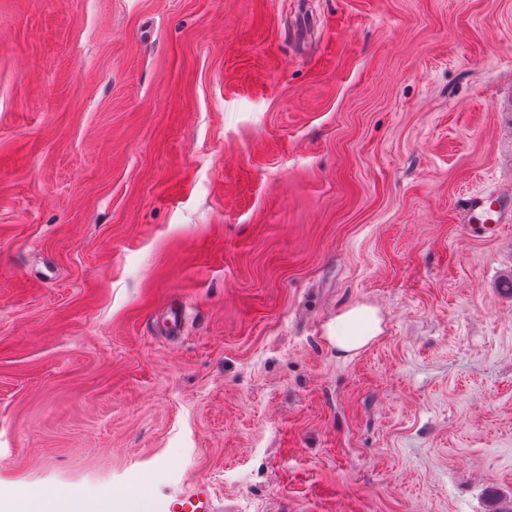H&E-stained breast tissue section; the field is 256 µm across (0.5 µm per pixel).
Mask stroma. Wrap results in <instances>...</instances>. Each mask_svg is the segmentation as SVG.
Returning <instances> with one entry per match:
<instances>
[{
    "instance_id": "1",
    "label": "stroma",
    "mask_w": 512,
    "mask_h": 512,
    "mask_svg": "<svg viewBox=\"0 0 512 512\" xmlns=\"http://www.w3.org/2000/svg\"><path fill=\"white\" fill-rule=\"evenodd\" d=\"M493 190L512 0H0V512L512 500ZM500 207L501 198L497 195L473 196L468 199L466 207L467 219L463 223L469 224L471 214L479 210L485 222L498 224ZM383 331L379 310L371 305L356 304L336 316V327L330 328V341L344 355H355L370 345ZM216 509L210 486L196 481L188 491L166 499L161 512H216Z\"/></svg>"
}]
</instances>
